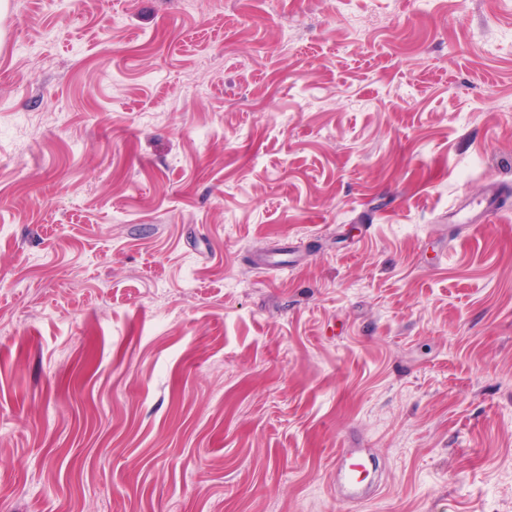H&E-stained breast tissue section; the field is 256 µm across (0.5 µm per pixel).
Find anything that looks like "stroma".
Listing matches in <instances>:
<instances>
[{"label": "stroma", "mask_w": 512, "mask_h": 512, "mask_svg": "<svg viewBox=\"0 0 512 512\" xmlns=\"http://www.w3.org/2000/svg\"><path fill=\"white\" fill-rule=\"evenodd\" d=\"M186 1L0 0V512H512V0ZM376 470L377 460L371 449L338 448L331 470L336 497L355 505L373 498L381 483L367 480Z\"/></svg>", "instance_id": "35a3bbf8"}]
</instances>
